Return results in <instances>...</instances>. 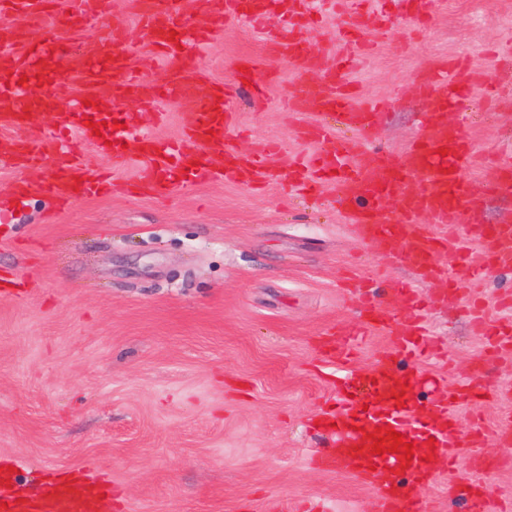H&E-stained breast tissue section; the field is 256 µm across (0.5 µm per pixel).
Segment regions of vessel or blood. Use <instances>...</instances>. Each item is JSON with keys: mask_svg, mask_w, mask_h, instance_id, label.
<instances>
[{"mask_svg": "<svg viewBox=\"0 0 512 512\" xmlns=\"http://www.w3.org/2000/svg\"><path fill=\"white\" fill-rule=\"evenodd\" d=\"M343 5L345 22L339 31L343 50L326 61L309 48L302 36L304 30L321 20L311 0H194L190 12L182 0H140L141 28L148 33L153 52L171 63L164 84L155 85L130 67L123 31L106 21L107 0H76L65 18L67 24L78 27L93 17L103 22L97 48L82 67L93 103L100 106L102 114H111L114 102L131 100L154 112L161 122L166 115L156 106L164 99H188L193 107L183 115L180 137L171 140L158 139L133 125L119 129L112 123L96 133L89 127L85 112L78 111L71 113L56 133L5 145V152L20 169L41 174L38 181H20L16 196L36 192L69 207L110 191L109 175L90 176L81 153L68 146L67 135L72 129L78 130L81 143L99 154L115 161L139 163L138 186L156 196L167 194L179 181L195 184L210 180L214 171L208 156L220 152L225 173L238 182L254 185L285 179L312 195L330 190L361 239L383 243L423 277L454 287V280L440 264V255L455 239L461 220L471 219L480 196L479 188L466 177L473 162L471 147L446 119L448 111L459 108L473 82L461 62L451 59L436 64L421 77L419 90L426 102L423 133L402 160L363 144L333 140L330 130L320 125L300 127L299 135L320 147L331 144L330 152L320 151L309 159L297 157L282 168L267 165L271 151L267 145L242 159L224 147V136L234 120L226 88L216 85L204 98L193 96L194 49L208 44L228 21L259 23L278 13L287 18L288 27L269 31L267 40L272 57L288 66L301 87L300 95L289 103L290 111L313 108L334 116L338 126L360 132L372 130L383 108L359 101L348 78L355 53L364 46L369 3L343 0ZM0 40L12 46L11 51L0 53L1 120L25 118V101L18 83L24 74L43 72L54 95L65 94V57L58 53L57 43L47 31H40L38 49L33 53L22 48L29 40L25 31L2 34ZM319 63L325 66L323 78L309 82L313 67ZM411 177L417 178V185H408ZM488 183L495 193L511 197L512 166L493 168ZM424 215L429 217V224H421ZM474 232L483 242L475 267L512 266V224L480 225ZM393 300L395 306L391 309L381 303L365 306L368 322L393 327L391 347L370 369L352 373L350 382L337 383L335 402L326 405L319 418L320 426L333 435V447L319 458L318 465L327 471L350 469L362 482L369 481L376 472L386 475V483L376 489L375 512H422L415 493L417 485L432 478L435 461H451L458 455L456 421L449 408L453 400L470 401L480 398L481 393L474 386L448 388L437 380L398 368V360L418 357L424 330L414 289L394 284ZM471 320L494 351L512 350L511 325L487 322L478 307L472 310ZM355 336V331L340 326L329 332L325 358L347 363L353 355ZM422 386L429 388L439 412L434 423L424 427L401 406L402 395L413 394ZM363 388L371 389L377 399L376 406L366 414L356 397L357 390ZM388 426L413 444L412 459L398 453L375 454L371 434L376 428ZM19 479V474L0 471V501L8 502V512H102V497L112 492L111 486H93L64 476L49 480L43 494L30 496L21 490Z\"/></svg>", "mask_w": 512, "mask_h": 512, "instance_id": "obj_1", "label": "vessel or blood"}]
</instances>
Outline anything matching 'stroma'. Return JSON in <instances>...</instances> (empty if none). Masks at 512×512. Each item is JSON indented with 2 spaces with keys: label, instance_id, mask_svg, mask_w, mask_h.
<instances>
[{
  "label": "stroma",
  "instance_id": "obj_1",
  "mask_svg": "<svg viewBox=\"0 0 512 512\" xmlns=\"http://www.w3.org/2000/svg\"><path fill=\"white\" fill-rule=\"evenodd\" d=\"M427 17L381 30L370 23L373 54L351 79L367 101L385 103L370 146L405 157L422 128L417 79L436 63L465 62L477 76L470 107L448 120L478 156L468 179L480 187L483 224L512 220V198L487 189L488 169L512 156V0H426ZM137 0H112V20L127 30L130 62L162 83L167 61L154 56L135 23ZM98 25L59 26L68 49V97L88 91L77 74L97 41ZM257 77L272 61L266 34L227 23L198 55V95L231 82L241 58ZM264 101L236 90L227 144L248 154L260 141L315 153L298 129L334 124L332 115L287 112L298 82L287 66ZM150 112L125 101L160 138L176 136L181 101ZM138 166L123 164L109 195L65 210L31 194L14 199L24 178L0 157V278L15 293L0 296V462L17 458L26 494L47 479L76 477L111 484L107 512H373L375 489L346 470L322 471L313 458L328 437L313 416L336 392L324 375L319 342L339 324L361 322L352 289L388 292L389 280L416 289L425 318L424 354L412 369L454 386L472 379L492 397L457 404L460 436L480 428L455 465L438 462L419 490L423 512H466L452 486L470 479L512 504V445L498 438L512 421V356L487 355L471 326L479 303L512 323V270L461 275L457 296L421 278L409 264L360 239L330 196H290L287 183L256 189L222 179L174 187L156 197L135 192Z\"/></svg>",
  "mask_w": 512,
  "mask_h": 512
}]
</instances>
